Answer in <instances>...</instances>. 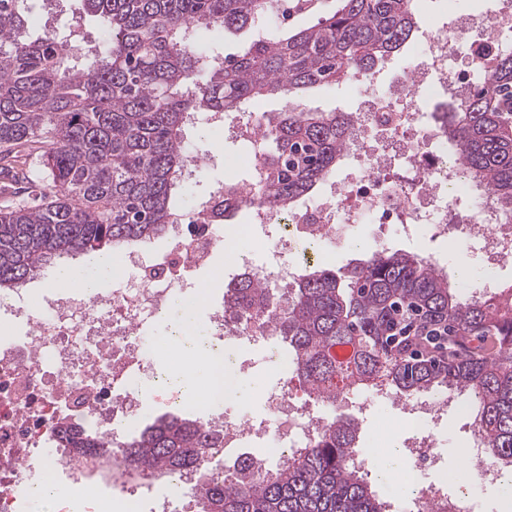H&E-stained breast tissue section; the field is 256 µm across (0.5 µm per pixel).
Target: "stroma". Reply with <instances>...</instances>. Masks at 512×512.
<instances>
[{
    "label": "stroma",
    "mask_w": 512,
    "mask_h": 512,
    "mask_svg": "<svg viewBox=\"0 0 512 512\" xmlns=\"http://www.w3.org/2000/svg\"><path fill=\"white\" fill-rule=\"evenodd\" d=\"M418 28L432 25L445 14L455 13L467 16L484 11L487 0H413ZM75 8L73 0H63L53 12L46 13L41 4H33L28 18L31 36L37 37L44 32L53 30L60 36L74 35L77 44L85 49H93L98 42L99 30L94 17L84 16L81 22H74L72 12ZM416 52L411 48H403L390 55L381 64L376 83L371 93L354 90L350 84L341 83L331 86H314L292 90L288 93L271 95L258 104L260 111L277 112H353L367 110L370 97L392 95L404 75L417 62ZM186 148L201 158L200 170L196 177L183 188L179 197V205L184 210H192L196 201L207 195L214 185L226 177L224 158L230 154H240L242 143L225 140L223 132L208 124L206 120H192L184 127ZM388 249L401 250L417 255L427 262H438L447 268L448 276H455L460 259H467L472 277L470 287L461 289L460 296L468 300L482 295L478 282L482 270V258L477 254L464 237L459 234L448 237H434L429 231H421L413 240L406 239L401 225L398 224H359L356 225L349 239L342 246H325L321 261L327 267L339 268L362 258L365 253ZM255 255L246 243L236 245L235 252H228L224 246H217L207 268L193 272L182 289V297H189L192 287H200L207 304L200 309L199 324L207 326L210 305L223 300L225 292L238 274L239 264L254 260ZM153 385L152 371H145L136 376L134 391L146 392L147 398L138 412L132 415L126 424L130 434L138 433L155 419L173 412H184L200 419L218 417L232 421L243 417L269 419L270 414L265 403L259 402L250 406L235 404L221 407H205L190 403L166 402L155 400L150 389ZM453 400L446 417L441 422L418 420L414 425H407L402 409L406 399L404 396L389 394L376 396L374 392L364 389L355 390L351 407L336 410L334 407L314 405L317 415L326 419L343 415L345 420L355 421L359 435L363 438L376 439L386 437L388 446L401 447L406 438L412 434L430 433L437 440L436 458L420 473L419 485L444 483L448 471H455L462 485H470L471 478L461 458V449L471 447L474 436L470 419L461 417L457 406L466 402L467 393L450 391Z\"/></svg>",
    "instance_id": "35a3bbf8"
}]
</instances>
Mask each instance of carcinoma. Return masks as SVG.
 <instances>
[{
	"label": "carcinoma",
	"mask_w": 512,
	"mask_h": 512,
	"mask_svg": "<svg viewBox=\"0 0 512 512\" xmlns=\"http://www.w3.org/2000/svg\"><path fill=\"white\" fill-rule=\"evenodd\" d=\"M27 0H0V192L23 185L39 203L0 209V292L42 275L64 256L110 253L165 235L190 158L182 128L198 112H242L261 98L371 77L416 28L413 0H340L294 34L255 39L220 65L201 30H241L275 0H81L101 47L84 67L76 46L33 38ZM512 50L499 51L479 86L452 99L440 131L469 180L512 216ZM351 112H279L254 195L291 206L336 170ZM461 283L416 255L382 249L343 270L316 266L269 288L244 278L225 295L235 319H267L288 354L291 380L335 404L344 389L412 396L460 389L485 454L512 472V285L462 301ZM59 447L82 449L87 467L112 440L68 423ZM356 429L327 423L286 467L244 457L207 471L223 448L198 419L167 415L116 453L149 476L193 481L196 512H389L349 467Z\"/></svg>",
	"instance_id": "obj_1"
}]
</instances>
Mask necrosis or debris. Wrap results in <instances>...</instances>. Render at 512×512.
<instances>
[{"instance_id": "4bbe7bcc", "label": "necrosis or debris", "mask_w": 512, "mask_h": 512, "mask_svg": "<svg viewBox=\"0 0 512 512\" xmlns=\"http://www.w3.org/2000/svg\"><path fill=\"white\" fill-rule=\"evenodd\" d=\"M512 38V0H492L482 21L454 19L422 30L418 48L425 60L411 71L397 96L377 100L361 113L343 152V179L330 183L314 205L272 210L260 202L249 209L251 223L237 227L241 239L262 250V266L249 274L262 282L295 279L301 260H312L329 242L346 239L354 225L371 217L376 224H399L413 233L427 227L455 231L481 253L480 284L492 287L497 273L512 264V223L504 221L495 194L464 178L452 146L429 134L420 113L406 112L403 100L451 98L477 84L489 60ZM265 114L211 112L208 122L244 142L246 165L259 172L264 144L257 136ZM224 188L216 186L195 212H178L164 251L123 253V272L94 295L56 291L41 306L9 303L0 317L15 334L0 338V512H19L30 487L50 481L83 484L74 453L56 447L63 414L77 412L112 440L124 436L123 423L141 404L130 381L149 367L155 347L140 330L165 315L181 272L204 266L224 224ZM201 224L202 237L186 227ZM209 346L233 340L248 345L271 339L270 323L232 321L223 308L210 316ZM277 434L262 460L287 462L321 426L291 388L266 395Z\"/></svg>"}]
</instances>
